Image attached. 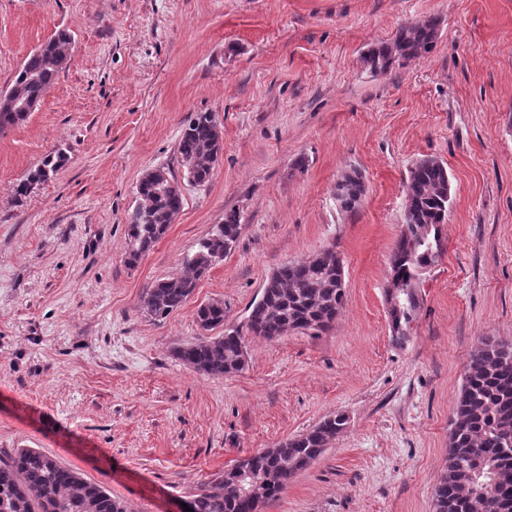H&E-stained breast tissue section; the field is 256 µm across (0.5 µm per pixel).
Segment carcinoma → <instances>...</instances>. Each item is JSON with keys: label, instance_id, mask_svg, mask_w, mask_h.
I'll list each match as a JSON object with an SVG mask.
<instances>
[{"label": "carcinoma", "instance_id": "obj_1", "mask_svg": "<svg viewBox=\"0 0 512 512\" xmlns=\"http://www.w3.org/2000/svg\"><path fill=\"white\" fill-rule=\"evenodd\" d=\"M441 19L431 17L400 26L394 36L371 45L363 55L375 75L395 65L432 52ZM71 36L65 31L43 43L24 62L11 92L41 101L65 64ZM27 119L0 103V131ZM223 151L220 124L210 112H199L181 133L178 152L192 182L203 185ZM62 152L47 156L17 184L15 197L27 195L31 186L46 181L65 161ZM138 203L127 226L125 262L134 267L167 232L183 207L182 192L162 169L146 172L137 186ZM365 194L361 173L344 176L341 209H356ZM450 186L443 162L427 157L409 170L402 230L390 254V278L407 289L405 307L393 317V342L402 345L411 336L419 308L418 284L423 270L443 252L442 225L448 221ZM240 216L231 211L224 223L205 237L184 260L186 272L162 280L140 298V310L154 320L166 318L192 296L200 278L224 258L238 241ZM345 269L335 248L278 267L266 279L260 297L252 302L245 322L224 328V303L200 305L196 322L204 331L218 328L224 334L199 336L175 350V355L195 371L214 377L245 368V338L272 341L291 331L303 334L326 331L344 308ZM348 424L342 413L329 415L311 430L283 441L294 461L320 456ZM491 467L482 475L471 460ZM255 471H281V481L254 488L246 498L232 482L219 475L189 496L191 512H257L260 499H272L293 478L291 469L271 452L246 457ZM435 512H500L512 505V342L483 339L470 356L449 424L448 466L434 492ZM0 512H131L128 505L105 488L85 480L55 457L35 448H16L0 455Z\"/></svg>", "mask_w": 512, "mask_h": 512}]
</instances>
